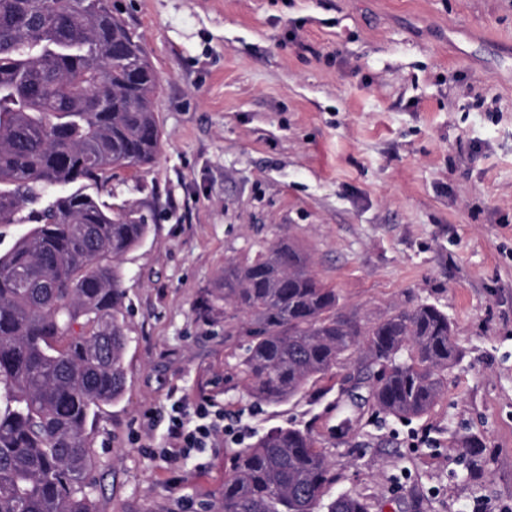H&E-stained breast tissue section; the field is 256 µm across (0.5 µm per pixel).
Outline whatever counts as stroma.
Listing matches in <instances>:
<instances>
[{
	"mask_svg": "<svg viewBox=\"0 0 512 512\" xmlns=\"http://www.w3.org/2000/svg\"><path fill=\"white\" fill-rule=\"evenodd\" d=\"M161 81L155 163L98 192L151 226L124 255L123 399L88 428L95 512H216L236 450L309 432L325 500L512 512V0H112ZM284 237L365 322L431 303L461 355L428 415L364 404L343 360L270 405L200 307ZM210 400L238 438L174 459L168 418Z\"/></svg>",
	"mask_w": 512,
	"mask_h": 512,
	"instance_id": "stroma-1",
	"label": "stroma"
}]
</instances>
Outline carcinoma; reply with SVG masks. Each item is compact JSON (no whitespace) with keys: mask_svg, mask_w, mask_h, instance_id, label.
I'll return each instance as SVG.
<instances>
[{"mask_svg":"<svg viewBox=\"0 0 512 512\" xmlns=\"http://www.w3.org/2000/svg\"><path fill=\"white\" fill-rule=\"evenodd\" d=\"M160 78L111 0H0V224L30 230L0 253V512H93L95 408L125 393L122 257L149 224L88 193L155 162ZM310 257L282 239L229 261L203 307L247 336L235 374L258 401L307 389L345 355L367 401L421 417L457 360L448 314L420 303L370 326L343 313ZM218 512H317L334 480L310 434L277 428L228 459ZM327 512H368L342 494Z\"/></svg>","mask_w":512,"mask_h":512,"instance_id":"obj_1","label":"carcinoma"}]
</instances>
